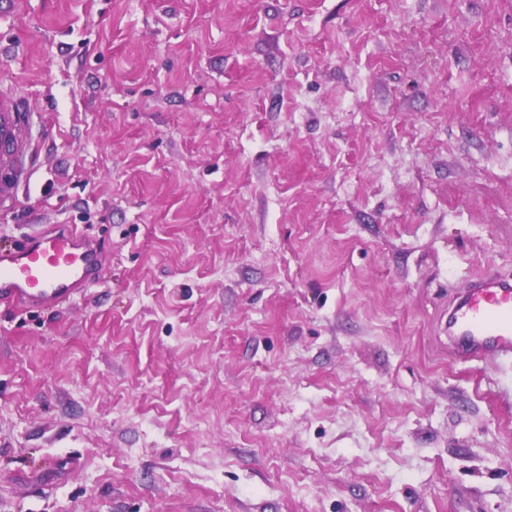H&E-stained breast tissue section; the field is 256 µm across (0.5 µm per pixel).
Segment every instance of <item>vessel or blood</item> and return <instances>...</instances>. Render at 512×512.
<instances>
[{"label":"vessel or blood","instance_id":"1","mask_svg":"<svg viewBox=\"0 0 512 512\" xmlns=\"http://www.w3.org/2000/svg\"><path fill=\"white\" fill-rule=\"evenodd\" d=\"M34 114L0 83V203L10 201L38 163ZM105 254L76 225L27 238L0 256V303L54 308L100 277ZM445 332L458 354L512 357V277L488 271L466 288Z\"/></svg>","mask_w":512,"mask_h":512}]
</instances>
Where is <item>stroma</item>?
Returning a JSON list of instances; mask_svg holds the SVG:
<instances>
[{
  "mask_svg": "<svg viewBox=\"0 0 512 512\" xmlns=\"http://www.w3.org/2000/svg\"><path fill=\"white\" fill-rule=\"evenodd\" d=\"M41 165L0 253V512H512V360L448 305L512 271V0H0ZM53 228L0 256V303L54 308L100 277L104 252L74 224Z\"/></svg>",
  "mask_w": 512,
  "mask_h": 512,
  "instance_id": "stroma-1",
  "label": "stroma"
}]
</instances>
